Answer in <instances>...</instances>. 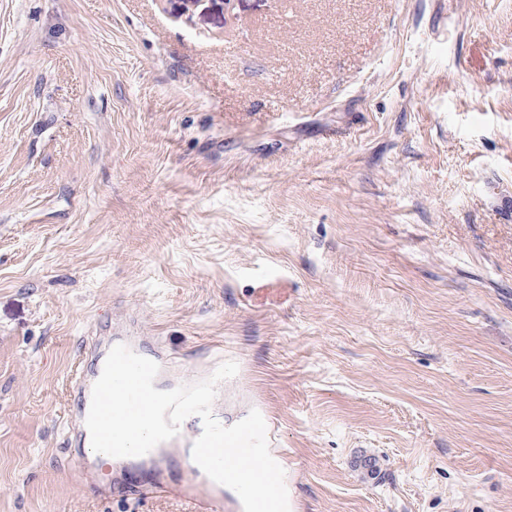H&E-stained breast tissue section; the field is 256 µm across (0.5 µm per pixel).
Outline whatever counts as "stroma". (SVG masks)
<instances>
[{"label":"stroma","instance_id":"1","mask_svg":"<svg viewBox=\"0 0 512 512\" xmlns=\"http://www.w3.org/2000/svg\"><path fill=\"white\" fill-rule=\"evenodd\" d=\"M95 330L292 512H512V0H0V512H198L72 473ZM117 344H124V345L128 346L135 353L155 361L161 369V364L158 362V359L156 356L150 355V354H145L139 349V347L132 346L131 344H129L126 341H123V340L113 341L111 343V345L109 346L107 353L104 356H101L99 358V360H98L99 367L92 377L88 378L87 376H85L83 374L82 371L75 377L73 388L77 390L79 395H82L83 400L81 403V407L78 411V414L72 415L71 417H69L67 419L66 432L68 435V441L73 438L81 439L84 436V434L87 432L88 429L86 427L85 420H86V417H87L89 409H90L93 385L102 373L103 366H104V363H105V360H106V357H107L109 351L111 350L112 347H114Z\"/></svg>","mask_w":512,"mask_h":512}]
</instances>
